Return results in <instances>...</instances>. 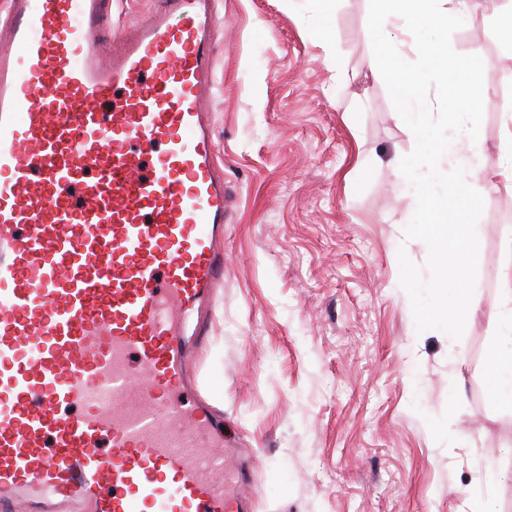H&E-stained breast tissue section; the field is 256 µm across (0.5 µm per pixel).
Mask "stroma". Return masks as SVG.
Masks as SVG:
<instances>
[{
  "label": "stroma",
  "instance_id": "35a3bbf8",
  "mask_svg": "<svg viewBox=\"0 0 512 512\" xmlns=\"http://www.w3.org/2000/svg\"><path fill=\"white\" fill-rule=\"evenodd\" d=\"M500 0L451 37L484 70L479 262L460 340L416 329L399 251L415 138L376 66L369 0H222L208 100L231 198L224 285L197 357L235 443L250 512H512V408L484 384L512 273V187L495 176L512 115Z\"/></svg>",
  "mask_w": 512,
  "mask_h": 512
}]
</instances>
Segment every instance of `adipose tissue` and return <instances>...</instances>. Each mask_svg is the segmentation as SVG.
<instances>
[{
    "instance_id": "obj_1",
    "label": "adipose tissue",
    "mask_w": 512,
    "mask_h": 512,
    "mask_svg": "<svg viewBox=\"0 0 512 512\" xmlns=\"http://www.w3.org/2000/svg\"><path fill=\"white\" fill-rule=\"evenodd\" d=\"M469 0H374L377 18L389 19L404 15L424 28H447L463 24ZM501 304L494 315L498 338L488 354L489 375L486 388L493 402L512 406V275L505 277Z\"/></svg>"
}]
</instances>
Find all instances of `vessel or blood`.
I'll list each match as a JSON object with an SVG mask.
<instances>
[{
	"instance_id": "obj_1",
	"label": "vessel or blood",
	"mask_w": 512,
	"mask_h": 512,
	"mask_svg": "<svg viewBox=\"0 0 512 512\" xmlns=\"http://www.w3.org/2000/svg\"><path fill=\"white\" fill-rule=\"evenodd\" d=\"M217 3L157 0L107 60L109 0L0 16V499L247 512L178 399L224 280Z\"/></svg>"
}]
</instances>
